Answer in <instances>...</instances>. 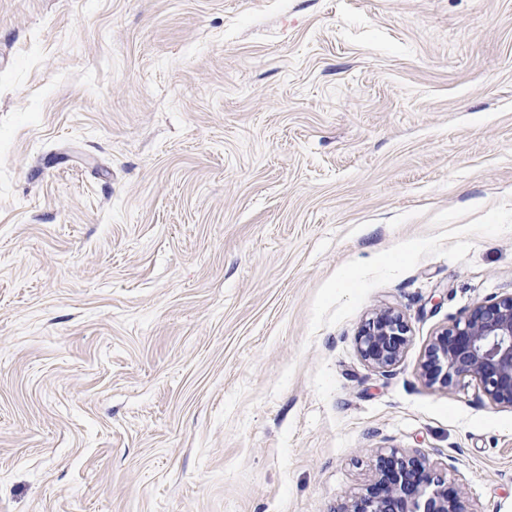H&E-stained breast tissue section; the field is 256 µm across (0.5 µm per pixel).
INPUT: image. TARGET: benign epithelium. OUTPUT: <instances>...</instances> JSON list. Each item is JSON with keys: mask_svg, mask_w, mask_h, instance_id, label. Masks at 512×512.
Here are the masks:
<instances>
[{"mask_svg": "<svg viewBox=\"0 0 512 512\" xmlns=\"http://www.w3.org/2000/svg\"><path fill=\"white\" fill-rule=\"evenodd\" d=\"M410 341L403 313L392 306L375 311L360 327L361 357L376 371L390 373ZM420 377L431 388L476 383L483 400L512 409V293L470 309L428 344ZM343 512H469L463 497L435 478L424 462L393 453L379 458L368 493Z\"/></svg>", "mask_w": 512, "mask_h": 512, "instance_id": "obj_1", "label": "benign epithelium"}]
</instances>
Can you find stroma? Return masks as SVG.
I'll list each match as a JSON object with an SVG mask.
<instances>
[{"mask_svg": "<svg viewBox=\"0 0 512 512\" xmlns=\"http://www.w3.org/2000/svg\"><path fill=\"white\" fill-rule=\"evenodd\" d=\"M511 292L512 0H0V512H343L394 453L512 512V410L419 376ZM410 331L399 309L380 308L360 327L356 337L358 352L377 372L390 373L403 357Z\"/></svg>", "mask_w": 512, "mask_h": 512, "instance_id": "obj_1", "label": "stroma"}]
</instances>
